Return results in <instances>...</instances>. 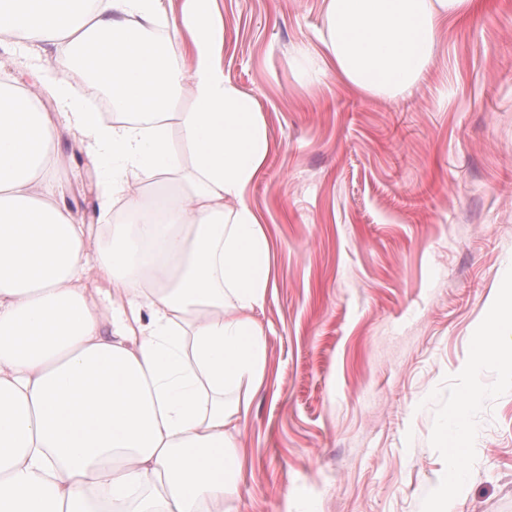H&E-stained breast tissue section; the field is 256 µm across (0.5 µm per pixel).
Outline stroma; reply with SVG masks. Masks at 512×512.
I'll use <instances>...</instances> for the list:
<instances>
[{
	"instance_id": "stroma-1",
	"label": "stroma",
	"mask_w": 512,
	"mask_h": 512,
	"mask_svg": "<svg viewBox=\"0 0 512 512\" xmlns=\"http://www.w3.org/2000/svg\"><path fill=\"white\" fill-rule=\"evenodd\" d=\"M224 69L274 144L248 191L274 247L263 386L236 439L240 512H428L436 432L474 338L512 283V0L452 25L414 89L352 92L318 61L323 0H217ZM55 46L0 43L39 87ZM53 198L102 242L103 169L66 126ZM448 512H512V371L491 363Z\"/></svg>"
}]
</instances>
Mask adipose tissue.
Segmentation results:
<instances>
[{
	"instance_id": "1",
	"label": "adipose tissue",
	"mask_w": 512,
	"mask_h": 512,
	"mask_svg": "<svg viewBox=\"0 0 512 512\" xmlns=\"http://www.w3.org/2000/svg\"><path fill=\"white\" fill-rule=\"evenodd\" d=\"M216 2L182 0L171 17L165 0H0V38L61 50L45 78L57 115L0 81V512H238V388L265 378L255 312L273 259L247 191L274 144L224 72ZM485 7L324 0L317 39L347 86L395 98L429 72L441 34ZM73 74L121 121L84 106ZM59 121L106 171L112 222L95 250L50 196ZM473 359L512 365V285ZM478 397L468 389L440 428L449 464Z\"/></svg>"
}]
</instances>
